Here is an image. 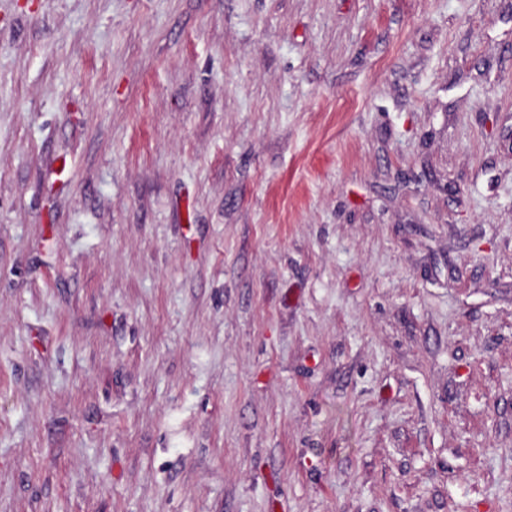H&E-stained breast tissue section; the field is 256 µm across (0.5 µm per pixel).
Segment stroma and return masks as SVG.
I'll return each mask as SVG.
<instances>
[{"mask_svg":"<svg viewBox=\"0 0 512 512\" xmlns=\"http://www.w3.org/2000/svg\"><path fill=\"white\" fill-rule=\"evenodd\" d=\"M0 512H512V0H0Z\"/></svg>","mask_w":512,"mask_h":512,"instance_id":"obj_1","label":"stroma"}]
</instances>
